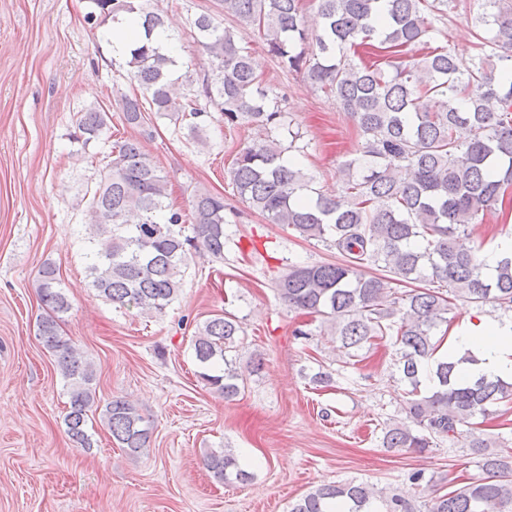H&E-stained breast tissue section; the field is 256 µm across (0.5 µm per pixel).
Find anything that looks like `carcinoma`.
<instances>
[{
  "label": "carcinoma",
  "instance_id": "1",
  "mask_svg": "<svg viewBox=\"0 0 512 512\" xmlns=\"http://www.w3.org/2000/svg\"><path fill=\"white\" fill-rule=\"evenodd\" d=\"M304 0H220L224 16L258 31L267 52L285 71L305 72L336 97L363 134L361 156L345 161L342 193L314 191V179L291 154V143L272 137L284 127V110L262 86L250 51L234 29L203 13L193 33L213 64L203 78L205 96L224 114L227 127L248 126L261 139L242 147L229 171L237 194L271 224H284L305 239L336 249V263H295L276 283L290 308L327 323L342 356L355 361L375 341L390 338L407 389L404 410L414 427L390 426L382 446L425 451L435 437H454L512 402V382L481 375L466 379L468 357L438 356L453 302L491 305L512 314V258L493 268L481 246L461 234L480 215L504 203L512 188V6L480 0L478 23L491 37L477 36L471 66L458 65L460 50L432 47L406 64L401 53L428 43L434 12L445 0H315L318 21ZM87 21L98 26L137 16L125 65L141 93L122 99L124 123L140 127L145 113L199 132L207 112L197 107L193 80L173 77L177 61L155 46L163 17L143 0H94ZM441 99L433 110L429 99ZM109 113L95 106L80 112L84 140L109 129ZM167 179L136 137L112 144L89 200L90 284L100 296L145 315L162 314L180 296L186 268L196 257H224V197L195 195L190 227L167 203ZM393 274H368L364 265ZM435 288H414L422 281ZM39 300L47 314L38 324L43 346L55 356L69 397L64 418L73 443L91 447L89 411L95 403L92 362L61 336L57 318L70 309L56 267L40 270ZM241 326L214 314L191 340L201 377L226 400L241 391L225 353ZM112 439L130 455L149 447V421L128 400L114 398L102 413ZM468 447L484 477L419 507L398 494L354 481L322 484L288 505V512H512V448L487 451L469 433ZM214 477L244 484L252 479L236 454L211 451L205 460Z\"/></svg>",
  "mask_w": 512,
  "mask_h": 512
}]
</instances>
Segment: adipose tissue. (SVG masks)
Instances as JSON below:
<instances>
[{
  "mask_svg": "<svg viewBox=\"0 0 512 512\" xmlns=\"http://www.w3.org/2000/svg\"><path fill=\"white\" fill-rule=\"evenodd\" d=\"M448 354L467 351L473 357L465 364L466 377L486 375L512 380V322L469 318L459 324L446 342Z\"/></svg>",
  "mask_w": 512,
  "mask_h": 512,
  "instance_id": "ef3b65f1",
  "label": "adipose tissue"
}]
</instances>
